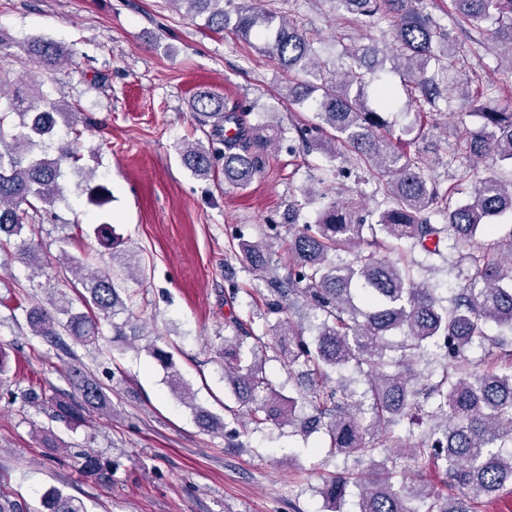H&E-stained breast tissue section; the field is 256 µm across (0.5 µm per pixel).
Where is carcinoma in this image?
<instances>
[{
	"instance_id": "1",
	"label": "carcinoma",
	"mask_w": 512,
	"mask_h": 512,
	"mask_svg": "<svg viewBox=\"0 0 512 512\" xmlns=\"http://www.w3.org/2000/svg\"><path fill=\"white\" fill-rule=\"evenodd\" d=\"M191 19L220 33L235 15V34L257 40L256 49L274 58L294 79L288 100L308 103L312 117L292 124L291 151L320 152L331 166L310 177L304 196L328 199L312 224L299 223L300 211L288 208L287 224H267L258 239L232 234L234 256L263 282L260 292L265 331L235 316L233 335L224 337V383L252 423L287 425L307 437L323 434L327 453L355 464L369 461L368 474L349 469L327 482L319 494L341 508L348 489L355 512H481L483 498L512 484V109L475 108L478 130L468 132L465 162L446 189L427 174L430 164L399 148L389 112L396 98L383 83L390 60L403 78L410 100L431 106L444 95L465 106L474 100L458 82L454 60L460 48L448 44V29L418 7L419 0H329L337 12L372 27L385 20L390 41L343 45L331 76L319 50L293 19L258 7V0H168ZM448 19L483 31L503 47L512 73V0H449ZM21 47L40 72L63 65L70 50L42 36ZM205 139L186 142L181 154L187 168L203 180L224 175V183L244 189L265 168L266 157L280 147L283 132L274 124L253 125L249 113L214 91L191 100ZM19 118L11 141L0 146V236L19 240L17 258L42 274L39 252L27 243L38 227V204L64 199V166L78 160L73 148L82 131L78 110L51 100L42 85L11 77L0 69V128L10 115ZM342 160L366 170L381 200L372 220L357 207L327 198L328 174H340ZM486 174L470 181L475 164ZM443 217L437 224L434 218ZM503 226L506 238L495 247L476 237L493 238ZM288 230V247L273 261V246ZM107 250L119 246L112 225L95 229ZM458 254L459 287L442 297L421 273L434 262ZM65 270L82 285V312L64 293L26 312L33 335L67 349L63 337L88 345L101 336L100 319L112 320L114 338L133 318L132 305L112 276L75 261ZM126 315L122 323L115 322ZM281 348L283 365L318 381L317 386L284 396L265 372L267 350ZM169 370L174 393L192 404L189 388L171 371L172 358L150 346ZM80 400H54V416L79 423L92 407L102 413L111 402L101 384L79 368L69 374ZM197 422L228 438L239 436L234 416L224 422L193 407ZM427 424L415 435L413 428ZM82 471L97 477L103 464L94 455L79 456ZM412 466V475L400 460ZM430 467L445 468L458 490L441 496L424 479ZM48 512H88L84 502L59 490L47 494Z\"/></svg>"
}]
</instances>
